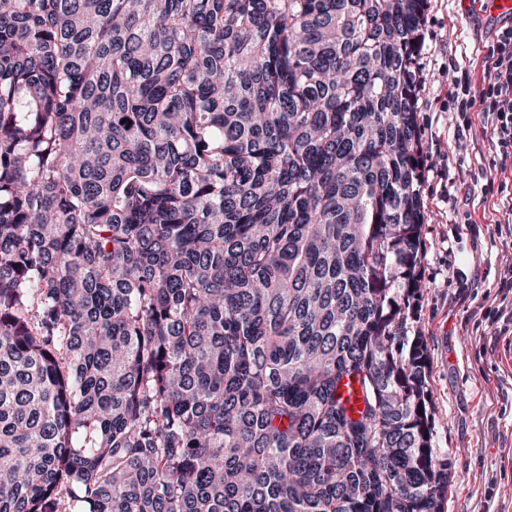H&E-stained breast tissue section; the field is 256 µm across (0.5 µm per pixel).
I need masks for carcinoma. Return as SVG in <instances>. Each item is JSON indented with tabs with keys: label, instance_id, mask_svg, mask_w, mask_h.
Returning a JSON list of instances; mask_svg holds the SVG:
<instances>
[{
	"label": "carcinoma",
	"instance_id": "cac0c4a2",
	"mask_svg": "<svg viewBox=\"0 0 512 512\" xmlns=\"http://www.w3.org/2000/svg\"><path fill=\"white\" fill-rule=\"evenodd\" d=\"M424 2L0 0V512H443Z\"/></svg>",
	"mask_w": 512,
	"mask_h": 512
}]
</instances>
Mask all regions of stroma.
<instances>
[{"instance_id":"35a3bbf8","label":"stroma","mask_w":512,"mask_h":512,"mask_svg":"<svg viewBox=\"0 0 512 512\" xmlns=\"http://www.w3.org/2000/svg\"><path fill=\"white\" fill-rule=\"evenodd\" d=\"M503 22L485 0H427L418 125L424 148L425 224L411 332L431 358L434 444L448 457L444 512H512V311L497 309L499 275L512 264V239L498 235L490 186L496 155L491 123L453 110L452 83L469 73L480 86L482 60ZM490 317L475 321L470 309Z\"/></svg>"}]
</instances>
